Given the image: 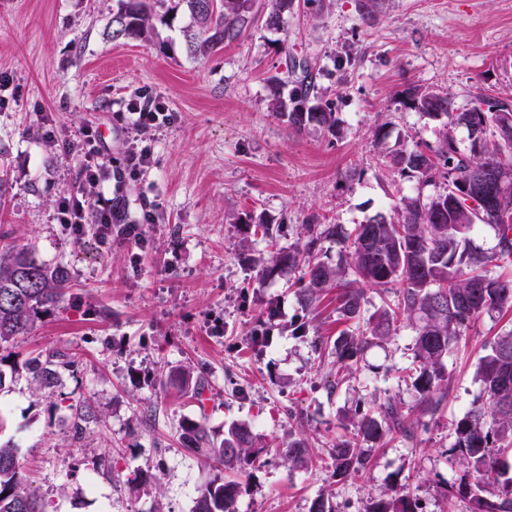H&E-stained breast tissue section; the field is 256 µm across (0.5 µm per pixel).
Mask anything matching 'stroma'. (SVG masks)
Listing matches in <instances>:
<instances>
[{"label":"stroma","instance_id":"stroma-1","mask_svg":"<svg viewBox=\"0 0 512 512\" xmlns=\"http://www.w3.org/2000/svg\"><path fill=\"white\" fill-rule=\"evenodd\" d=\"M116 0H0V73L15 101L0 109V247L32 244L38 258L65 264L63 306L0 347V443L20 449L22 470L47 512H194L213 473L182 441L185 420L216 433L245 423L265 445L243 471L236 512H365L390 490L408 488L425 512H469L446 502L462 473L446 453L454 425L479 392V358L512 319L484 316L448 360V398L415 440L394 436L370 454L366 476L333 477L328 450L357 404L386 397L413 408L407 370L413 333L400 325L365 350L353 372L316 340L334 341L336 293L303 312L294 294L300 267L260 280L254 264L267 241L251 227L279 228V247L304 227H352L389 211L401 196L432 194L387 165L398 151L435 145L440 121L410 108L404 92L433 88L470 107L476 93L512 97V0H301L279 30L253 22L206 58L187 53L176 16L154 40L105 35ZM307 62L318 103L334 132L297 130L272 112L291 83L285 57ZM159 97L175 116L143 131L154 163L123 193L153 214L137 236L99 237L96 225L71 237L57 221L60 201L83 185L80 155H62L48 136L101 131L113 161L127 134L117 119L135 90ZM304 335H296V326ZM268 331L265 344L252 342ZM49 353L72 358L53 391L36 390L29 363ZM201 388L173 387L183 369ZM88 417L75 419L76 407ZM303 439L312 458L292 468L278 451Z\"/></svg>","mask_w":512,"mask_h":512}]
</instances>
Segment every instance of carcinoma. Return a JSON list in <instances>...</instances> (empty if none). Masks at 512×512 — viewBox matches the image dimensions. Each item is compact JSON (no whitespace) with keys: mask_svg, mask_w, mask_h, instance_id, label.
<instances>
[{"mask_svg":"<svg viewBox=\"0 0 512 512\" xmlns=\"http://www.w3.org/2000/svg\"><path fill=\"white\" fill-rule=\"evenodd\" d=\"M250 0H117L106 36L114 41L156 35L154 21L181 7L190 24L182 36L188 54L205 58L239 39L252 23ZM295 0H268L264 26L279 29ZM286 71L295 75L288 98L276 97L273 111L288 116L298 129L311 125L333 130L335 113L311 103L314 73L296 68L289 60ZM407 104L442 121L435 146L390 156L388 165L401 176L433 185L430 196L402 197L389 213H378L348 229L343 224H307L301 244L280 248L261 260L260 273L272 275L286 263L304 258L295 293L305 310L318 309L327 288L336 289V312L346 323L361 319L366 304L361 284L394 288L396 300L382 304L368 319L358 337L342 331L336 338L337 361L348 370L369 345L384 342L406 321L414 333V367L409 378L419 395L416 408L422 416L436 415L448 395L446 362L459 337L484 315L512 310V235L503 223L512 222V100L482 93L472 106L458 111L448 93L413 89ZM468 131L470 148L460 147L454 127ZM505 175L499 187L493 173ZM480 225L494 229L497 243L489 252L471 246V234ZM343 244L344 259L323 260L324 244ZM500 268L493 275L489 266ZM67 269L38 260L26 245L0 249V345L32 330L44 313L60 307L69 292ZM70 364L61 353L32 360L34 380L40 389L55 386L59 370ZM480 396L455 423V439L448 461L463 470L457 491L469 499L471 512H512V330L498 335L478 363ZM354 432L329 451L334 476H363L369 456L362 442L379 444L393 433L411 440L415 422L408 420L403 404L387 397L379 407L355 409ZM184 446L216 463V473L198 489L195 512H236L243 490L236 478L243 465L256 462L259 437L250 426L232 423L219 437L201 422L184 427ZM19 449L0 444V512H45L27 485L18 459ZM283 455L294 466L308 463V449L293 438ZM366 512H424L418 499L403 490L390 498L372 500Z\"/></svg>","mask_w":512,"mask_h":512,"instance_id":"carcinoma-1","label":"carcinoma"}]
</instances>
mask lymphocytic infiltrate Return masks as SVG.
Wrapping results in <instances>:
<instances>
[{
    "instance_id": "f902f5d3",
    "label": "lymphocytic infiltrate",
    "mask_w": 512,
    "mask_h": 512,
    "mask_svg": "<svg viewBox=\"0 0 512 512\" xmlns=\"http://www.w3.org/2000/svg\"><path fill=\"white\" fill-rule=\"evenodd\" d=\"M120 118L130 140L122 173H113L112 160L101 149L102 135L97 129H85L77 139L63 145L65 152L82 156V176L86 182L99 187L93 201L79 198L75 193L61 201L58 220L73 235H82L89 224L98 225L105 235L111 234L113 225L117 223L122 224L126 235H134L138 230V222L131 218L122 190L106 192L102 186L109 181L120 182L124 177L133 178L147 171L152 165L153 153L150 147L140 145L139 135L143 129L171 123L173 115L153 95L137 91L131 95Z\"/></svg>"
}]
</instances>
